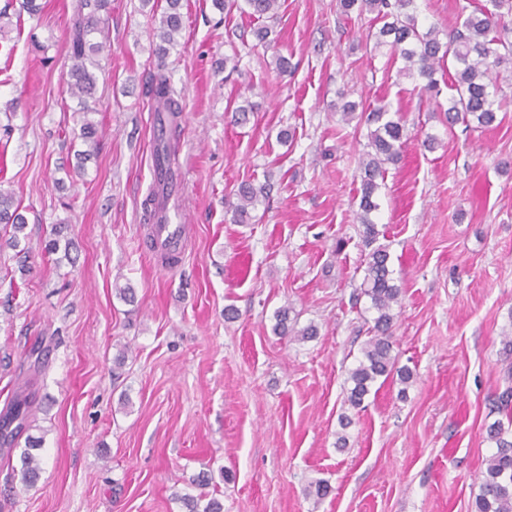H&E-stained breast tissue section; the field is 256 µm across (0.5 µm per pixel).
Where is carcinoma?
Returning a JSON list of instances; mask_svg holds the SVG:
<instances>
[{"mask_svg":"<svg viewBox=\"0 0 512 512\" xmlns=\"http://www.w3.org/2000/svg\"><path fill=\"white\" fill-rule=\"evenodd\" d=\"M221 11L247 7L256 16H275L279 0H213ZM375 14L374 20L382 26L374 33L375 46L390 47L391 56L399 57L403 76L418 77L425 81L422 90L433 92L437 88L436 74L452 66L449 77L451 95L445 110L449 126L462 122L476 123L488 129L500 125L498 114L506 100L499 97L501 85H512V70L499 71L505 63H512V0H483L472 7H462V20L440 39L433 26L424 27L417 13L416 0H339L343 13L348 14L356 4ZM112 0H79L70 41L72 64L68 72L66 90L77 100L84 112L89 111L88 101L94 97L96 77L91 71L95 66L93 56L103 48L95 37L104 35L102 15L111 9ZM180 0H166V8L159 18L157 36L161 44L156 48L159 58H164L169 47L175 45L182 29ZM154 111L167 114L169 137L162 147L168 164L176 163L182 128L178 118L182 112L180 101L169 78L160 73L153 86ZM341 118L349 123L365 124L368 128L366 150L359 159L360 199L359 219L365 248L363 278L359 295L370 300L373 325L361 348L357 363L348 370L345 403L352 409L363 407L374 384L388 381L404 386L415 381V373L407 366L398 365L394 338L395 309L401 307L403 292L394 277L389 246L378 243L377 225L370 219L378 209L376 201L386 166L396 165L402 158L408 135L401 118L391 116V109L379 101L369 111L356 112V104L343 105ZM266 195V186L242 183L225 200L226 212L232 221L245 224L250 210ZM27 226L25 216L19 212L11 193L0 190V230L8 235V245L19 247L20 234ZM292 308L282 305L275 315L274 333L295 340H307L317 335L313 325L296 328L297 319L291 317ZM35 403L30 385L14 392L5 408L0 411V448H16L20 437H25L20 456V474L28 484L38 481L42 459L39 450L42 440L29 433L32 428L30 415ZM488 438L496 445V452L486 460V468L476 497V512H512V418L497 421L487 430ZM202 497L184 496L182 503L187 512H223V504L216 498L201 504Z\"/></svg>","mask_w":512,"mask_h":512,"instance_id":"1","label":"carcinoma"}]
</instances>
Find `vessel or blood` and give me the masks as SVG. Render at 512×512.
Returning a JSON list of instances; mask_svg holds the SVG:
<instances>
[{
	"label": "vessel or blood",
	"instance_id": "vessel-or-blood-1",
	"mask_svg": "<svg viewBox=\"0 0 512 512\" xmlns=\"http://www.w3.org/2000/svg\"><path fill=\"white\" fill-rule=\"evenodd\" d=\"M151 175L160 183L162 214L156 223L146 227L150 247L160 256L181 259L188 249V194L182 176L177 168L165 167L156 159L151 162Z\"/></svg>",
	"mask_w": 512,
	"mask_h": 512
}]
</instances>
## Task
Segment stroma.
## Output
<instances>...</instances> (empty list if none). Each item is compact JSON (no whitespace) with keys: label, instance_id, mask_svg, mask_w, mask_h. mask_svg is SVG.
Returning a JSON list of instances; mask_svg holds the SVG:
<instances>
[{"label":"stroma","instance_id":"obj_1","mask_svg":"<svg viewBox=\"0 0 512 512\" xmlns=\"http://www.w3.org/2000/svg\"><path fill=\"white\" fill-rule=\"evenodd\" d=\"M38 2L32 16L0 0L12 18L0 32V188L27 219L30 255L22 275L17 250L0 248V275L17 282L0 288V407L43 338L32 430L42 473L27 485L19 449L0 448V512H185L202 472L224 512H475L496 450L486 430L504 419L497 398L512 383L500 360L512 329V106L493 129L448 126L437 108L448 85L420 94L388 48L364 46L373 13L343 16L338 0H280L273 18L181 0L163 61L149 7L112 0L83 114L64 91L75 0ZM263 26L265 44L253 36ZM279 54L291 72L276 71ZM228 56L239 71L225 70ZM160 70L183 107L189 193L190 246L172 268L143 242ZM344 98L385 99L409 132L371 218L403 289L398 359L417 372L407 389L370 395L346 429L347 373L371 314L355 297L367 130L342 122ZM86 120L99 143L80 171ZM429 133L442 141L432 152ZM245 181L271 191L235 224L225 199ZM58 224L72 244L46 253ZM126 284L134 302L117 293ZM285 304L316 337L274 333ZM322 480L331 492L319 502Z\"/></svg>","mask_w":512,"mask_h":512}]
</instances>
